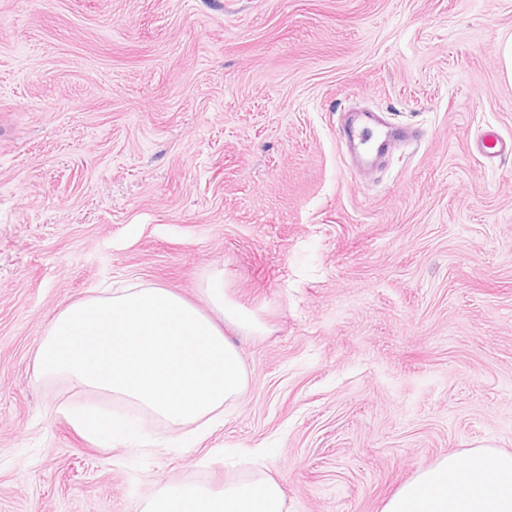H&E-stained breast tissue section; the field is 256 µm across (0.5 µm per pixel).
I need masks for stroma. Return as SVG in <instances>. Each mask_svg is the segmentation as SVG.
Here are the masks:
<instances>
[{
	"mask_svg": "<svg viewBox=\"0 0 512 512\" xmlns=\"http://www.w3.org/2000/svg\"><path fill=\"white\" fill-rule=\"evenodd\" d=\"M512 0H0V512H138L265 449L288 512H381L420 467L512 452ZM415 130L372 173L337 129ZM258 331L192 451L67 417L126 410L33 355L89 288L142 279ZM203 294L210 306L220 312L222 316L242 330H251L258 327L256 320L245 313L236 303L226 297L224 292V271L213 272L205 281Z\"/></svg>",
	"mask_w": 512,
	"mask_h": 512,
	"instance_id": "1",
	"label": "stroma"
}]
</instances>
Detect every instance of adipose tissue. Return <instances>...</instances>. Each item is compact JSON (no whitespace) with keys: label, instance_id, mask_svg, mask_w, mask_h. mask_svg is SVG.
Returning <instances> with one entry per match:
<instances>
[{"label":"adipose tissue","instance_id":"ef3b65f1","mask_svg":"<svg viewBox=\"0 0 512 512\" xmlns=\"http://www.w3.org/2000/svg\"><path fill=\"white\" fill-rule=\"evenodd\" d=\"M203 293L239 329L256 328V320L227 298L223 271L207 278ZM140 512H288V506L281 483L257 462L250 477L218 491L190 483L164 485ZM382 512H512V452L474 448L442 457L419 468Z\"/></svg>","mask_w":512,"mask_h":512}]
</instances>
